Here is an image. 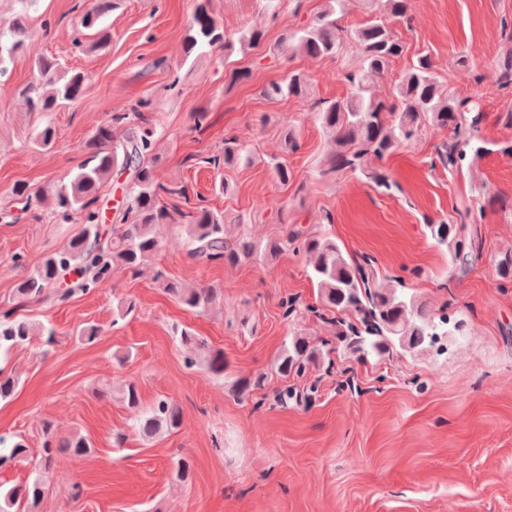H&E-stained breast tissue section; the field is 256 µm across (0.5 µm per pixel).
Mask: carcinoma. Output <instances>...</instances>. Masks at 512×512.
<instances>
[{"label": "carcinoma", "instance_id": "carcinoma-1", "mask_svg": "<svg viewBox=\"0 0 512 512\" xmlns=\"http://www.w3.org/2000/svg\"><path fill=\"white\" fill-rule=\"evenodd\" d=\"M121 0H94L92 7L79 20V35H88V43L75 40V45L89 52L102 50L112 41L111 33L102 26L103 19L117 9ZM207 0H196L189 24L186 54L196 57L228 52L233 42L224 35L223 24L208 11ZM344 0H327L323 10L310 23L286 37L288 48L312 59L336 56L342 47L340 25ZM373 18L352 31L361 47L357 71L347 75L352 90L348 97L323 101L316 112L322 129L332 137L335 150L322 170L326 175L340 169L363 170L370 159L383 160L399 145L414 138L426 124L452 132L443 163L454 165L467 152L479 156L492 152L482 144L479 125L482 115L462 117L461 102L442 90L431 56L417 57L404 76L393 83L391 97H379L373 81L384 76L403 46L394 37L389 20L409 21L411 0H366ZM12 41H0V76L8 71L13 54L26 45L30 35L18 22L9 25ZM37 72L34 81L23 90L33 112H54L75 101L82 92L84 75L67 66L59 58L37 53L33 57ZM497 82L506 89L512 85V53L498 63ZM310 79L300 72H290L263 86L262 95L270 100L294 98L306 101ZM151 101L142 99L131 113L115 116L129 120L132 127L126 140L116 144L108 126L99 127L86 142V158L54 191L53 212L64 222L82 217L84 228L68 247L48 254L31 269L15 288L22 300L40 301L54 291L59 300H69L106 287L119 267L138 272L159 252L163 244L159 225L171 220L164 198L183 199L187 212L184 232L190 244L189 255L206 263L225 262L237 265L254 259L270 260L283 251L293 250L306 257L309 279L318 288L317 306L307 310L330 325L336 342H315L309 336L291 332L284 342L277 361V372L285 377H304L310 367L323 363L333 365L330 354L344 348L354 358L367 363L400 347L406 352L433 351L441 354L450 336H464L468 323L451 320L448 313H438L424 303L407 297L400 280L381 281L375 276L373 260L367 256L357 260L344 253L336 240L293 230L281 238L262 244L245 231L231 239L225 235L228 218L223 212L191 202L184 188L156 182L153 167L156 161L157 130L142 113L150 111ZM252 163L251 154L236 136L224 138L221 152L208 158L215 169H231L241 162ZM135 164V182L120 211L119 223L112 235L101 234L99 215L95 210L100 185L112 170ZM277 180L286 185L292 178L288 160L272 157L266 161ZM431 236L440 245H447L454 258L465 259L476 249V241L452 233L450 224L429 225ZM154 282L184 307L198 313L211 309L224 299V289L213 284L186 287L166 271L155 270ZM54 328L16 313V309L0 312V355L7 354L38 337L45 344L55 341ZM179 341L191 347L194 355L186 358L189 367L201 359L210 371L221 374L226 368L224 351L209 346L207 340L184 328ZM20 383L14 372L0 368V400L10 397ZM180 409L168 398H160L139 415L136 428L151 437L162 429L180 428ZM44 443L35 461L37 476L29 483L0 490V512H36L48 488L51 469L60 453L73 456L87 454L91 445L83 436L57 437L51 423L44 425ZM28 448L22 439L0 435V469L27 459Z\"/></svg>", "mask_w": 512, "mask_h": 512}]
</instances>
